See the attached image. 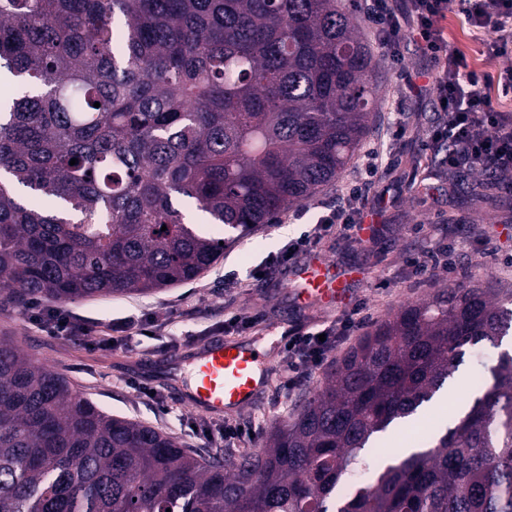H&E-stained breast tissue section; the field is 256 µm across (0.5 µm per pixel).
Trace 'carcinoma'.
Segmentation results:
<instances>
[{
  "label": "carcinoma",
  "instance_id": "obj_1",
  "mask_svg": "<svg viewBox=\"0 0 512 512\" xmlns=\"http://www.w3.org/2000/svg\"><path fill=\"white\" fill-rule=\"evenodd\" d=\"M2 68L24 89L0 100V298L20 306L196 279L231 238L179 201L241 235L338 179L375 124L343 0H0ZM496 183L457 189L493 202ZM511 335L512 290L439 288L235 456L114 417L0 339V512H512L508 351L444 434L365 453Z\"/></svg>",
  "mask_w": 512,
  "mask_h": 512
}]
</instances>
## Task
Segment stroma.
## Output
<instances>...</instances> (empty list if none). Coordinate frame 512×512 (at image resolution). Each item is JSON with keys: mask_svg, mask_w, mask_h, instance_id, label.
<instances>
[{"mask_svg": "<svg viewBox=\"0 0 512 512\" xmlns=\"http://www.w3.org/2000/svg\"><path fill=\"white\" fill-rule=\"evenodd\" d=\"M372 53L379 83L376 128L363 140L341 176L309 199L310 209L302 219H293L290 211L281 212L279 222L259 225L230 243L223 258L194 281L147 295L66 304V312L86 324L88 335L50 336L32 325L24 310L1 306L0 338L46 358L105 412L161 429L188 448L203 454L262 448L273 427L291 416L299 392L316 389L325 375L324 369L314 370L295 388L285 389L281 383L285 355L280 337L295 325L327 327L342 311L320 306L298 308L283 272L273 268L262 278L255 277L254 272L289 240L310 230L319 215L318 204H336L369 149L378 151L381 164L364 207L372 209L379 195L388 198L383 212L374 219V242L361 247L335 234L321 239L315 247L316 253L337 264L368 271V279L356 287L357 299L364 302L362 331L390 318L402 305L445 286L462 283L512 289V264L506 261L512 255V193L500 191L495 205H475L462 194L451 193L444 174L433 178L431 190H422L425 172L417 168L416 161L426 133L438 117L433 95L410 102V139L390 141L386 126L397 100L400 70L423 74L431 71L432 64L410 45L402 48L397 63L385 59L380 48H373ZM451 242L457 250L449 270L421 272L411 265V258ZM257 311L265 316L261 325L236 328L232 335L253 343L271 358L260 399L221 418L193 411L178 396L191 381L192 353L223 335L230 317ZM129 316L151 321V335L132 334L117 346L102 345L110 325ZM482 363L465 355L443 388L442 407L430 408L421 417L430 432L446 427L445 405L464 409L471 404L477 393L471 380L481 371ZM228 424L250 428L253 440L226 442L224 427Z\"/></svg>", "mask_w": 512, "mask_h": 512, "instance_id": "35a3bbf8", "label": "stroma"}]
</instances>
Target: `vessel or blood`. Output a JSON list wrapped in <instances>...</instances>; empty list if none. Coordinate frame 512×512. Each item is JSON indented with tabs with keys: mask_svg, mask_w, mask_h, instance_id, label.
<instances>
[{
	"mask_svg": "<svg viewBox=\"0 0 512 512\" xmlns=\"http://www.w3.org/2000/svg\"><path fill=\"white\" fill-rule=\"evenodd\" d=\"M364 276V271L315 255L292 268L286 280L304 302L343 308L355 298L353 283ZM267 363L266 355L254 346L235 338H218L198 351L194 381L185 401L212 417L250 407L262 389Z\"/></svg>",
	"mask_w": 512,
	"mask_h": 512,
	"instance_id": "b4317fda",
	"label": "vessel or blood"
}]
</instances>
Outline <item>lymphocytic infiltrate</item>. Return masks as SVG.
Masks as SVG:
<instances>
[{"label":"lymphocytic infiltrate","mask_w":512,"mask_h":512,"mask_svg":"<svg viewBox=\"0 0 512 512\" xmlns=\"http://www.w3.org/2000/svg\"><path fill=\"white\" fill-rule=\"evenodd\" d=\"M370 21L384 55L398 59L404 44H413L419 54L434 64L440 123L430 129L423 148L442 154L449 167L512 173V112L501 109L498 96L512 95V68L500 70L496 85L471 68L466 54L448 44L445 22L449 13L461 12L484 46L487 59L512 56V0H364ZM378 173L369 164L359 181L351 183L341 201L330 206L317 224L289 242L276 256L277 266L292 267L299 254L336 229L354 230L363 214L357 202ZM362 305H355L335 327L318 334L291 330L284 350L288 355L285 388H292L307 372L318 369L327 355L359 325ZM29 321L53 336H84L88 329L80 320L37 304L28 305Z\"/></svg>","instance_id":"1"}]
</instances>
